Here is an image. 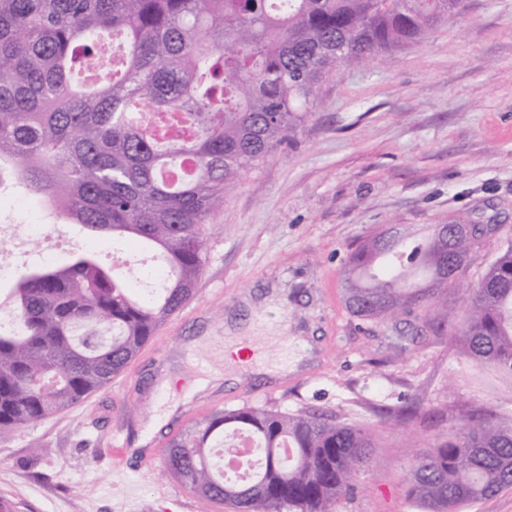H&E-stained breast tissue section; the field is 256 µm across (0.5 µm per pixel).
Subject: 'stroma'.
Here are the masks:
<instances>
[{"label":"stroma","mask_w":512,"mask_h":512,"mask_svg":"<svg viewBox=\"0 0 512 512\" xmlns=\"http://www.w3.org/2000/svg\"><path fill=\"white\" fill-rule=\"evenodd\" d=\"M304 128L225 195L204 225L208 251L195 293L110 383L79 404L0 441V497L16 512H199L164 473L173 433L218 409L322 411L370 427L375 462L337 512H421L407 497L414 461L469 410L512 424V375L470 359L450 331L413 336L353 316L345 304L349 252L390 224H501L512 236V0H468L463 17L411 48L337 66L317 86ZM0 217L96 251L138 281L159 255L96 239L19 190H0ZM504 235L486 241L477 281ZM231 343L265 363L304 362L283 378L252 377L224 361ZM236 383L208 387L216 373ZM414 404L406 423L393 414ZM121 433L128 454L113 449Z\"/></svg>","instance_id":"obj_1"}]
</instances>
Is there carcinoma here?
Listing matches in <instances>:
<instances>
[{"mask_svg":"<svg viewBox=\"0 0 512 512\" xmlns=\"http://www.w3.org/2000/svg\"><path fill=\"white\" fill-rule=\"evenodd\" d=\"M466 10L467 0H0V187L164 261L151 305L89 251L15 281L16 328L0 329V437L111 382L191 299L207 254L202 226L314 114L324 76L418 44ZM103 32L123 38V69L77 87L71 73L97 66ZM500 230L447 241L401 224L392 237L374 234L348 256L349 310L396 325L423 305L473 361L512 375L511 238L454 320L435 306ZM234 435L260 448L247 481L210 456L211 443ZM374 448L370 429L323 412L243 407L185 428L165 462L200 500L233 512H334ZM511 489L512 427L479 409L417 460L407 496L425 512H460Z\"/></svg>","mask_w":512,"mask_h":512,"instance_id":"cac0c4a2","label":"carcinoma"}]
</instances>
